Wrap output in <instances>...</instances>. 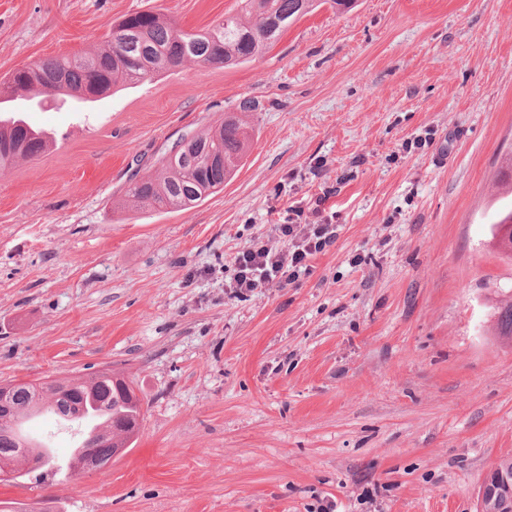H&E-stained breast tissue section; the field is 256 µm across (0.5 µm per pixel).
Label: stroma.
<instances>
[{"mask_svg": "<svg viewBox=\"0 0 512 512\" xmlns=\"http://www.w3.org/2000/svg\"><path fill=\"white\" fill-rule=\"evenodd\" d=\"M238 0H0V75L90 55L126 14L197 32ZM241 114V168L196 206L129 197L188 131ZM53 146L0 174V383L133 379L143 420L103 468L0 483V512H477L512 457V340L491 246L512 152V0H355L231 67L186 63L84 105L21 100ZM336 242L236 293L289 207ZM61 467L71 430L33 419ZM493 317L497 336L512 339V301L493 306Z\"/></svg>", "mask_w": 512, "mask_h": 512, "instance_id": "35a3bbf8", "label": "stroma"}]
</instances>
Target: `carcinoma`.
<instances>
[{
  "label": "carcinoma",
  "mask_w": 512,
  "mask_h": 512,
  "mask_svg": "<svg viewBox=\"0 0 512 512\" xmlns=\"http://www.w3.org/2000/svg\"><path fill=\"white\" fill-rule=\"evenodd\" d=\"M240 4V11L252 16L251 22L245 24L239 15L226 13L197 33L183 31L158 12L128 14L112 27L97 53L43 59L14 71L12 94L35 98L43 91L100 92L188 62L242 64L271 48L291 24L313 9L316 0H240ZM248 141V131L233 115L206 133L187 132L179 139L185 147L164 158L155 175L132 182L128 194L148 208H187L224 189L241 166ZM52 143L50 134L29 125L17 112L1 118L0 174L18 158L39 157ZM492 240L499 254L512 261V207L496 212ZM493 317L496 334L512 339V301L493 306ZM90 401L112 416L109 424L101 418V432L85 442V447L95 449L89 468L105 466L113 449L127 448L133 441L142 409L132 383L110 370L86 380L14 385L8 405L0 407V466L10 467L16 480L43 482L41 465L49 467L55 461L43 442L24 435V423L42 411L64 420Z\"/></svg>",
  "instance_id": "carcinoma-1"
}]
</instances>
